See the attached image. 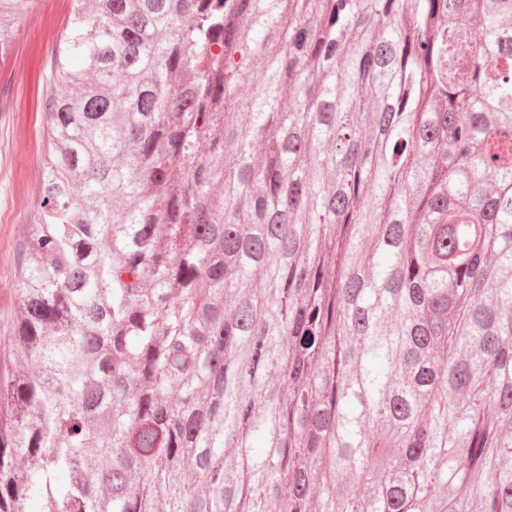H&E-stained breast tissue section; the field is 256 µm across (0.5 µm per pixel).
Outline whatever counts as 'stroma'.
<instances>
[{"label":"stroma","mask_w":512,"mask_h":512,"mask_svg":"<svg viewBox=\"0 0 512 512\" xmlns=\"http://www.w3.org/2000/svg\"><path fill=\"white\" fill-rule=\"evenodd\" d=\"M72 0H39L0 57V338L9 335L20 286L19 232L30 223L40 171L48 159V130L36 105L46 84Z\"/></svg>","instance_id":"1"}]
</instances>
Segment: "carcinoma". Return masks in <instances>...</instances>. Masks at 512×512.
Returning <instances> with one entry per match:
<instances>
[{"instance_id": "cac0c4a2", "label": "carcinoma", "mask_w": 512, "mask_h": 512, "mask_svg": "<svg viewBox=\"0 0 512 512\" xmlns=\"http://www.w3.org/2000/svg\"><path fill=\"white\" fill-rule=\"evenodd\" d=\"M42 104L0 512H512V0H74Z\"/></svg>"}]
</instances>
